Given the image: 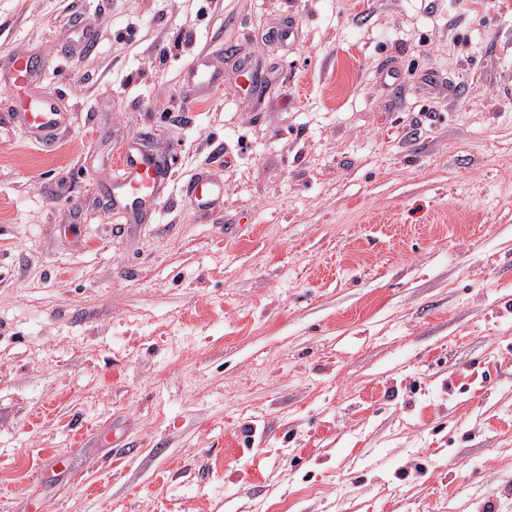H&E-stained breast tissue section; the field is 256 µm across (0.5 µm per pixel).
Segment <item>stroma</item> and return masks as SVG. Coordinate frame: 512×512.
Returning <instances> with one entry per match:
<instances>
[{
  "instance_id": "35a3bbf8",
  "label": "stroma",
  "mask_w": 512,
  "mask_h": 512,
  "mask_svg": "<svg viewBox=\"0 0 512 512\" xmlns=\"http://www.w3.org/2000/svg\"><path fill=\"white\" fill-rule=\"evenodd\" d=\"M13 49L69 125L0 84V512H512V0H0ZM43 65L26 54H13L0 59V78L24 92V100L12 112L14 123L29 140L43 148L53 146L64 124L53 94L41 87ZM170 177L171 171L164 161L130 144L121 153L116 200L129 206L138 216L154 205L155 196ZM190 192L211 213H221L223 196L219 181L206 175H198L190 184Z\"/></svg>"
}]
</instances>
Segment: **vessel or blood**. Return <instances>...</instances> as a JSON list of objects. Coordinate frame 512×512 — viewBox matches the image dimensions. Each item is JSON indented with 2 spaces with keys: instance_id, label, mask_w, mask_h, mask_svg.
<instances>
[{
  "instance_id": "obj_1",
  "label": "vessel or blood",
  "mask_w": 512,
  "mask_h": 512,
  "mask_svg": "<svg viewBox=\"0 0 512 512\" xmlns=\"http://www.w3.org/2000/svg\"><path fill=\"white\" fill-rule=\"evenodd\" d=\"M42 77V64L27 55L17 53L0 59V79L24 93L23 101L12 114L14 123L25 131L32 143L49 148L63 127L64 115L54 95L42 88ZM170 177L164 161L135 145H128L121 153L116 199L133 212L142 213L153 206L156 195ZM190 191L205 208L220 212L223 196L219 181L205 175L196 176Z\"/></svg>"
}]
</instances>
